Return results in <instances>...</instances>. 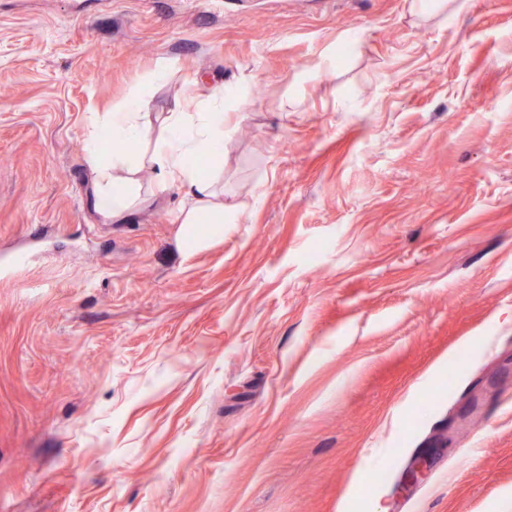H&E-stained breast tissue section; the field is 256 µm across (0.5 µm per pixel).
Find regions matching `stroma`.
I'll return each mask as SVG.
<instances>
[{
    "mask_svg": "<svg viewBox=\"0 0 512 512\" xmlns=\"http://www.w3.org/2000/svg\"><path fill=\"white\" fill-rule=\"evenodd\" d=\"M410 3L0 0V512H512V0ZM162 58L150 128L233 98L193 255L90 204ZM429 452L418 453L409 462L401 474L397 488L403 492L421 483L427 474Z\"/></svg>",
    "mask_w": 512,
    "mask_h": 512,
    "instance_id": "1",
    "label": "stroma"
}]
</instances>
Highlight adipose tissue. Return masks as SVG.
<instances>
[{"label": "adipose tissue", "instance_id": "ef3b65f1", "mask_svg": "<svg viewBox=\"0 0 512 512\" xmlns=\"http://www.w3.org/2000/svg\"><path fill=\"white\" fill-rule=\"evenodd\" d=\"M146 105L135 91L111 111L92 115L85 142L93 206L107 219H124L139 199L142 171L151 170L156 187L183 189L177 210L182 238L188 252L202 250L224 234V95L200 102L183 97L155 132L143 121ZM109 140L115 149H106ZM201 224L207 233H198Z\"/></svg>", "mask_w": 512, "mask_h": 512}]
</instances>
